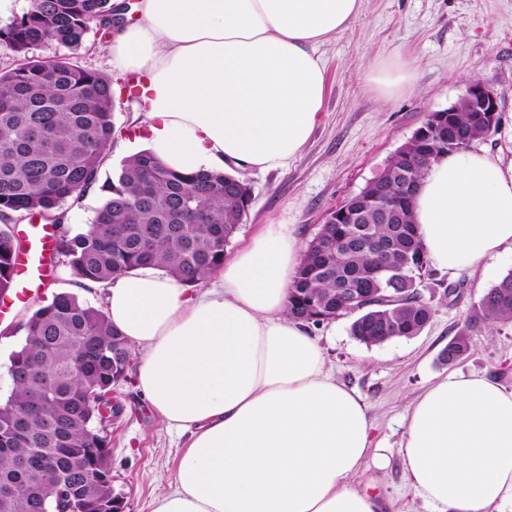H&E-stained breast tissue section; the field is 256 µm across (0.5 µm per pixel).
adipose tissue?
Returning <instances> with one entry per match:
<instances>
[{
    "mask_svg": "<svg viewBox=\"0 0 512 512\" xmlns=\"http://www.w3.org/2000/svg\"><path fill=\"white\" fill-rule=\"evenodd\" d=\"M362 0H138L103 51L135 78L148 150L180 172L233 162L281 169L324 104L317 53ZM384 99L412 90L413 64L370 66ZM431 263L457 272L512 251V164L465 151L433 163L413 200ZM303 249L270 224L200 293L149 268L118 277L108 316L139 346L137 387L186 435L172 491L152 512H381L352 487L372 439L363 399L331 375L318 342L285 313ZM399 454L432 512H512V389L483 375L429 385Z\"/></svg>",
    "mask_w": 512,
    "mask_h": 512,
    "instance_id": "adipose-tissue-1",
    "label": "adipose tissue"
}]
</instances>
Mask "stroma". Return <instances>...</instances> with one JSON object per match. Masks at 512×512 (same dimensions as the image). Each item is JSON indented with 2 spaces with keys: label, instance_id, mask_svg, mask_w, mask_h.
Listing matches in <instances>:
<instances>
[{
  "label": "stroma",
  "instance_id": "1",
  "mask_svg": "<svg viewBox=\"0 0 512 512\" xmlns=\"http://www.w3.org/2000/svg\"><path fill=\"white\" fill-rule=\"evenodd\" d=\"M106 35L91 31L78 54L81 65L112 81L116 133L102 165V177L115 173L129 155L143 150V116L125 89L122 74L101 52ZM326 69L323 109L303 151L283 169H236L252 190L243 224L226 248L234 254L269 224H292L299 243H307L326 214L358 193L420 127L430 112L462 97L472 81L495 91L501 122L477 149L512 160V0H362L361 12L318 51ZM402 57L416 68L414 90L384 100L366 89L363 70ZM512 271V255L487 261L484 268L448 277L443 271L422 278L420 291L434 314L417 336L399 345L368 347L350 334V317L309 326L336 379L365 401L375 447L389 459L387 468L366 462L354 482L374 485L389 512H430L414 497L403 472L399 448L406 415L425 387L448 375L479 374L512 388V324L496 325L474 336L470 351L451 364L440 359L484 292ZM76 277L64 260L24 302L0 300V401L13 389L9 357L20 343L16 323L27 319L54 294L72 290ZM462 286L460 298L445 297L448 285ZM142 355L132 347L126 377L113 394L125 414L106 429L110 440L112 488L124 498V512H151L152 501L174 485L183 438L170 432L136 388Z\"/></svg>",
  "mask_w": 512,
  "mask_h": 512
}]
</instances>
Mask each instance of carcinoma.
Returning <instances> with one entry per match:
<instances>
[{
	"label": "carcinoma",
	"mask_w": 512,
	"mask_h": 512,
	"mask_svg": "<svg viewBox=\"0 0 512 512\" xmlns=\"http://www.w3.org/2000/svg\"><path fill=\"white\" fill-rule=\"evenodd\" d=\"M112 0H30L0 27V45L22 67L0 71V292L13 288L14 259L22 251L11 229L17 217L38 216L59 226L54 253L84 286L106 287L120 275L155 268L186 286L224 267L225 248L247 215L251 189L222 171L178 172L150 151L127 157L102 181L112 146V81L78 64L94 30H110ZM58 44L69 54L46 60L40 48ZM490 132L475 113L437 112L392 155L358 194L329 212L304 248L288 288L287 314L307 325L352 317L350 333L372 346L418 335L434 309L419 291L432 274L412 215L414 193L398 172L419 182L448 156V143L468 150ZM105 200L90 227H62V207L92 188ZM512 323V272L489 288L441 353L451 364L472 337L492 324ZM15 332L13 390L0 406V481L16 490L0 512H40L58 483L74 512H123L105 486L112 481L110 441L93 425L108 406L112 385L125 373L129 344L108 314L61 291ZM26 421L17 427L16 415Z\"/></svg>",
	"instance_id": "1"
}]
</instances>
